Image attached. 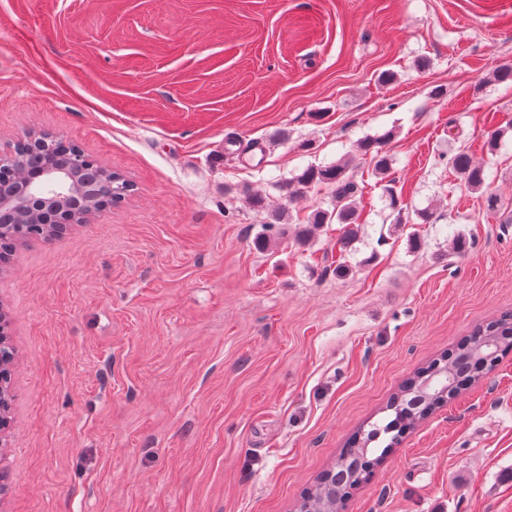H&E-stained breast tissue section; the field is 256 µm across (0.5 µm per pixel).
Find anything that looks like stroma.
I'll return each mask as SVG.
<instances>
[{
  "label": "stroma",
  "mask_w": 512,
  "mask_h": 512,
  "mask_svg": "<svg viewBox=\"0 0 512 512\" xmlns=\"http://www.w3.org/2000/svg\"><path fill=\"white\" fill-rule=\"evenodd\" d=\"M504 63L512 0H0V145L49 132L134 185L0 271V512H293L407 379L512 311V131L482 148L512 120ZM386 133L433 223L395 226L357 157ZM464 145L500 212L448 169ZM345 157L364 227L340 277L338 225L294 238L330 189L276 184ZM346 512H512V351ZM8 325L0 312V421H4L10 410V390L4 380L5 371L10 370L13 361V348L7 342Z\"/></svg>",
  "instance_id": "stroma-1"
}]
</instances>
